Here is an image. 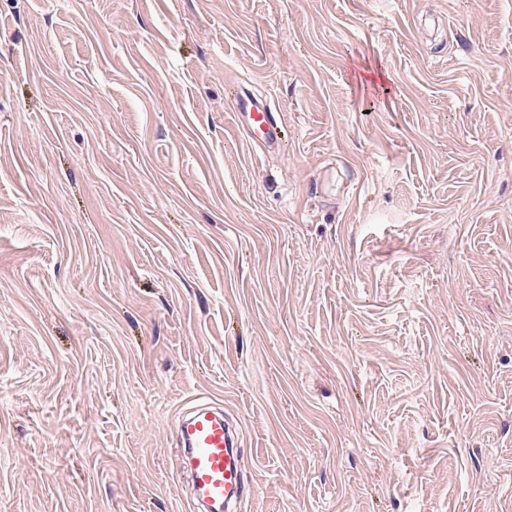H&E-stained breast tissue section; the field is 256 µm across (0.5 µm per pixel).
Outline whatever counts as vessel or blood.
<instances>
[{
	"mask_svg": "<svg viewBox=\"0 0 512 512\" xmlns=\"http://www.w3.org/2000/svg\"><path fill=\"white\" fill-rule=\"evenodd\" d=\"M232 107L237 128L251 141L273 151L286 146L288 125L266 99L239 90L233 94ZM176 421L192 512H239L253 488L242 463L237 428L222 404L192 400L178 411Z\"/></svg>",
	"mask_w": 512,
	"mask_h": 512,
	"instance_id": "vessel-or-blood-1",
	"label": "vessel or blood"
}]
</instances>
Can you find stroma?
<instances>
[{
  "label": "stroma",
  "instance_id": "stroma-1",
  "mask_svg": "<svg viewBox=\"0 0 512 512\" xmlns=\"http://www.w3.org/2000/svg\"><path fill=\"white\" fill-rule=\"evenodd\" d=\"M193 398L243 512H512V0H0V512H185ZM233 96V116L238 129L267 150H279L288 142V125L281 112H274L268 101L245 90ZM180 470L186 474L187 503L194 512H233L253 496L242 463L236 426L224 406L194 399L176 415Z\"/></svg>",
  "mask_w": 512,
  "mask_h": 512
}]
</instances>
